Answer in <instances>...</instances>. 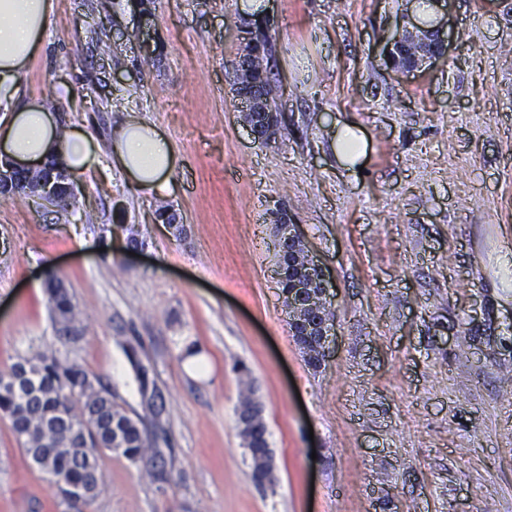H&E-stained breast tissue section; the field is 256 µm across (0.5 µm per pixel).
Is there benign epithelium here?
Returning <instances> with one entry per match:
<instances>
[{
	"mask_svg": "<svg viewBox=\"0 0 512 512\" xmlns=\"http://www.w3.org/2000/svg\"><path fill=\"white\" fill-rule=\"evenodd\" d=\"M443 13L438 19L425 23L415 18L387 47V62L400 73L418 71L433 64L447 52L444 30L448 26L447 0H427ZM258 55L255 43L248 37L241 39L236 55L237 69L248 72ZM241 103V122L257 143H267L276 137L281 120L279 112H263L258 88L251 92L236 91ZM40 172L34 189L48 205L74 200L78 187L62 168L47 162L22 166L8 157L0 158V185H12L19 172ZM272 221L270 247L278 252L274 275L293 341L303 354L304 361L317 371L325 365L334 330V317L328 314L331 298L328 281L322 266L314 259L302 234L293 224L288 209L277 205L269 212ZM61 512H85V490L80 484L62 486Z\"/></svg>",
	"mask_w": 512,
	"mask_h": 512,
	"instance_id": "obj_1",
	"label": "benign epithelium"
}]
</instances>
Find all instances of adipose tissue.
I'll return each mask as SVG.
<instances>
[{
	"mask_svg": "<svg viewBox=\"0 0 512 512\" xmlns=\"http://www.w3.org/2000/svg\"><path fill=\"white\" fill-rule=\"evenodd\" d=\"M51 16L49 0H0V96H10L14 80L26 69L45 35ZM0 150L17 161L57 158L82 170L89 160L86 136H62L39 100L16 109L0 128ZM117 164L142 189L168 191L176 167L173 146L154 127L127 120L112 144Z\"/></svg>",
	"mask_w": 512,
	"mask_h": 512,
	"instance_id": "1",
	"label": "adipose tissue"
}]
</instances>
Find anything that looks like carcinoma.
<instances>
[{"mask_svg":"<svg viewBox=\"0 0 512 512\" xmlns=\"http://www.w3.org/2000/svg\"><path fill=\"white\" fill-rule=\"evenodd\" d=\"M246 33L260 49L257 63L246 80L255 83L266 96L267 107L278 110L275 43L261 23L249 26ZM47 294L50 310L57 322L58 340L63 347L81 339L78 312L68 290L57 278L49 280ZM139 391L146 408L161 414L163 397L157 387L149 386L146 370L134 363ZM0 412L8 416L12 430L28 460L41 459L38 470L56 485L82 483L88 491L87 505L100 495L104 478H96L85 469V460L93 456L97 472L100 461L120 439L122 456L133 464L146 459L149 447L143 420L130 416L112 399L99 378L88 373L59 349L21 357L8 370L0 372ZM246 445L259 449L250 456L251 478L258 479L274 470L273 454L268 447L266 424L239 430Z\"/></svg>","mask_w":512,"mask_h":512,"instance_id":"obj_1","label":"carcinoma"}]
</instances>
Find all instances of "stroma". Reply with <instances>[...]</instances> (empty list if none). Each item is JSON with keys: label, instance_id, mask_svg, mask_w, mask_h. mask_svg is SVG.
Masks as SVG:
<instances>
[{"label": "stroma", "instance_id": "stroma-1", "mask_svg": "<svg viewBox=\"0 0 512 512\" xmlns=\"http://www.w3.org/2000/svg\"><path fill=\"white\" fill-rule=\"evenodd\" d=\"M265 2L282 123L261 145L226 67L240 0H146L148 20L134 0H53L17 99L54 103L93 161L68 207L0 199V370L59 347L50 256L82 328L70 357L142 416L135 346L164 398L146 429L168 481L106 454L88 512H512V288L498 262L512 242V0H448L446 56L409 74L384 57L405 0ZM101 25L104 56L90 42ZM130 117L175 146L166 198L183 237L112 161ZM344 124L362 131L361 169L332 152ZM278 203L332 284L335 341L318 372L273 277ZM250 389L274 452L264 491L236 427ZM57 501L0 415V512Z\"/></svg>", "mask_w": 512, "mask_h": 512}]
</instances>
